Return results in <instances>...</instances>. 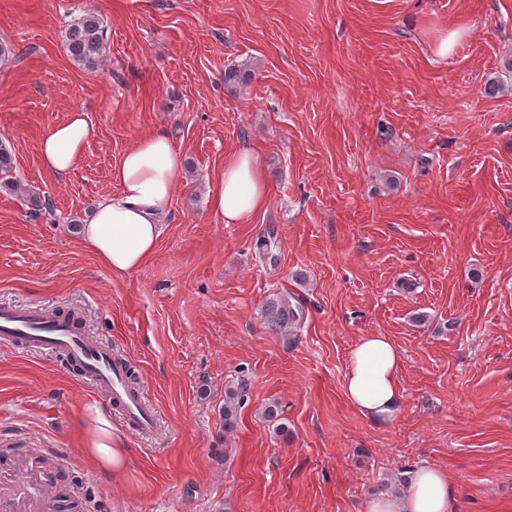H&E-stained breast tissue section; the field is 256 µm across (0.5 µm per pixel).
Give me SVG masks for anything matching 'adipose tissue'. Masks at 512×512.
<instances>
[{"instance_id": "obj_1", "label": "adipose tissue", "mask_w": 512, "mask_h": 512, "mask_svg": "<svg viewBox=\"0 0 512 512\" xmlns=\"http://www.w3.org/2000/svg\"><path fill=\"white\" fill-rule=\"evenodd\" d=\"M92 134L85 112L76 109L50 128L41 145L42 165L61 176L74 169ZM184 164L170 138L155 133L128 149L112 171L118 189L104 196L80 239L113 273L141 266L155 251L175 183ZM269 202V185L256 154L242 148L230 155L213 180L211 204L227 224H245ZM402 357L389 337L369 334L352 347L344 375V395L358 413L376 426L396 421L403 405ZM85 446L112 475L125 470L130 456L125 437L99 408L84 423ZM454 485L444 469L424 465L410 475L398 495L369 499L366 512H451Z\"/></svg>"}]
</instances>
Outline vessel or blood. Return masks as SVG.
Returning a JSON list of instances; mask_svg holds the SVG:
<instances>
[{
  "label": "vessel or blood",
  "mask_w": 512,
  "mask_h": 512,
  "mask_svg": "<svg viewBox=\"0 0 512 512\" xmlns=\"http://www.w3.org/2000/svg\"><path fill=\"white\" fill-rule=\"evenodd\" d=\"M0 343L15 348L49 349L61 353L72 368L121 404L137 430L150 434L156 414L142 392L130 391L125 370L112 356V345L85 336L75 320L38 309L0 307ZM17 487L14 495L0 494V512H44L54 478L38 459L0 463V484Z\"/></svg>",
  "instance_id": "vessel-or-blood-1"
}]
</instances>
